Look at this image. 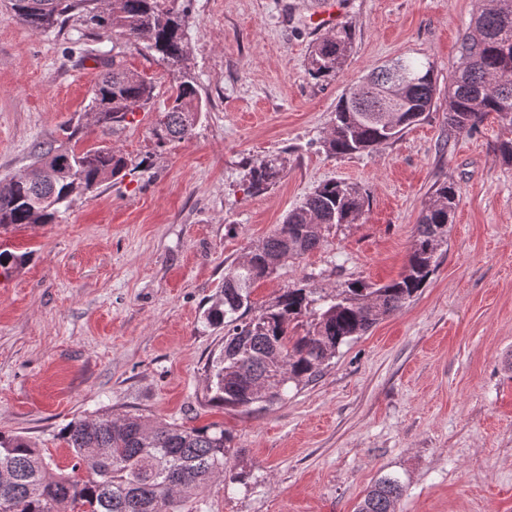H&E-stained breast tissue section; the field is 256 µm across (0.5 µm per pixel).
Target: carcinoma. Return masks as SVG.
<instances>
[{"instance_id":"1","label":"carcinoma","mask_w":512,"mask_h":512,"mask_svg":"<svg viewBox=\"0 0 512 512\" xmlns=\"http://www.w3.org/2000/svg\"><path fill=\"white\" fill-rule=\"evenodd\" d=\"M12 10L36 31L76 17L112 28L131 45L146 43L176 78L171 103L153 130L157 144L191 136L201 106L185 64L188 16L173 0H112L110 12L96 11L92 0H12ZM475 12L474 28L464 35L448 79L451 135L476 129L492 112L512 127V0H476ZM352 40L347 24L321 38L309 57L311 75L336 77ZM104 65L106 72L91 90V109L95 122L110 129L146 108L154 87L115 58ZM392 69L400 71L401 83L390 78ZM438 94L430 61L403 57L375 69L339 98L324 148L336 156L372 152L420 122ZM31 170L40 184L22 173L0 186V226L52 224L61 205L125 175L129 165L109 147L77 152L46 142L34 147ZM285 170L279 155L249 164L247 190L269 189ZM459 201L455 185L436 186L398 278L379 286L352 281L331 297L305 286L288 287L255 305L251 286L276 271L269 261L297 259L319 247L330 227L360 220L366 197L358 189L333 180L317 186L249 258L225 269L222 299L206 314L209 324L224 325V344L209 361L212 401L226 409L259 411L283 400L288 384L315 380L341 345L364 335L425 287ZM60 439L76 460L72 469L84 470V476L65 472L30 439L0 432V512H208L205 490L224 475L233 441L222 427L110 413L68 424ZM404 492L398 478L383 476L355 512H395Z\"/></svg>"}]
</instances>
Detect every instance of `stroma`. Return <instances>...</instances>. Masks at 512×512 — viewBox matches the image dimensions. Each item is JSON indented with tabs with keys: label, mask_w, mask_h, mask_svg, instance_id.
Returning <instances> with one entry per match:
<instances>
[{
	"label": "stroma",
	"mask_w": 512,
	"mask_h": 512,
	"mask_svg": "<svg viewBox=\"0 0 512 512\" xmlns=\"http://www.w3.org/2000/svg\"><path fill=\"white\" fill-rule=\"evenodd\" d=\"M328 0H177L187 65L202 104L188 139L157 147L152 130L172 74L158 53L72 20L40 32L0 0V180L36 143L66 141L118 51L154 86L132 122L90 126L76 150H120L144 169L76 198L52 224L0 227V251L23 258L0 278V431L73 460L58 435L101 412L224 426L227 472L209 512H354L385 475L405 493L396 512H512V136L491 114L449 136L445 97L371 153L328 156L322 140L350 85L400 56L430 60L447 88L474 0H341L353 31L333 79L308 72ZM288 160L268 192L245 165ZM366 193L358 223L257 282L262 303L307 282L331 290L384 284L405 271L436 184L460 203L427 285L400 311L342 345L312 383L257 412L211 399L207 365L224 339L204 321L224 270L282 223L317 185Z\"/></svg>",
	"instance_id": "35a3bbf8"
}]
</instances>
